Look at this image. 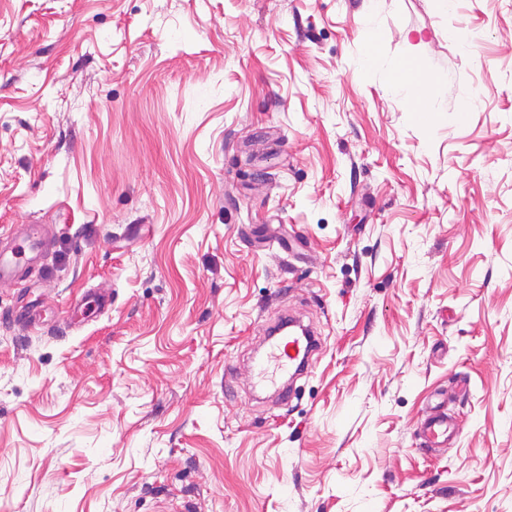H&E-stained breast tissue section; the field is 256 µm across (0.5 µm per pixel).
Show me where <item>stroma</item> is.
<instances>
[{
	"instance_id": "stroma-1",
	"label": "stroma",
	"mask_w": 512,
	"mask_h": 512,
	"mask_svg": "<svg viewBox=\"0 0 512 512\" xmlns=\"http://www.w3.org/2000/svg\"><path fill=\"white\" fill-rule=\"evenodd\" d=\"M33 224L0 512H512V0H0V249ZM288 314L321 347L255 392ZM425 64L422 56H415L409 61L408 64L401 65L394 69L393 83L394 86L403 88L409 92H415L422 88L423 81L419 78L409 77L406 72L409 70L411 73L414 71L422 72ZM424 419L421 430L427 448H450L457 439L458 429L454 420L437 407Z\"/></svg>"
}]
</instances>
